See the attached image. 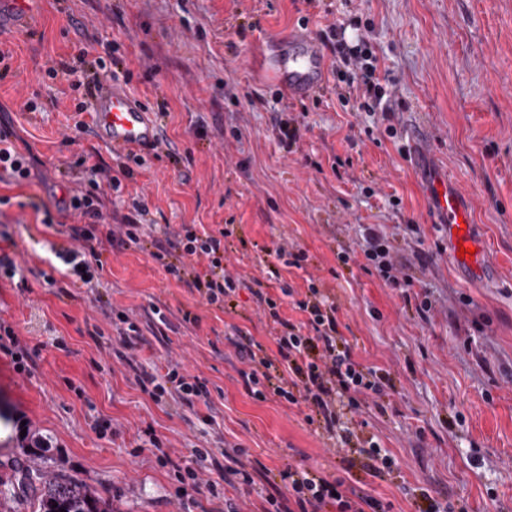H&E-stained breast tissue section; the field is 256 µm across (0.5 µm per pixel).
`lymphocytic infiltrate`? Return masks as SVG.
Instances as JSON below:
<instances>
[{"label":"lymphocytic infiltrate","mask_w":512,"mask_h":512,"mask_svg":"<svg viewBox=\"0 0 512 512\" xmlns=\"http://www.w3.org/2000/svg\"><path fill=\"white\" fill-rule=\"evenodd\" d=\"M319 37L332 57V72L339 81L338 100L355 101L360 112L381 108L385 92L377 74L379 59L364 37L348 44L346 27L340 21L320 30ZM77 164L82 168L83 187L71 195L69 206L82 221L67 225L65 233L70 244L54 252L57 262L69 274L79 278L90 275L87 250L93 244L125 248L147 241L152 245L151 258L177 281H189L206 304L223 307L226 297L245 288L251 290L258 306H272V299L256 287L254 278L231 273L224 267L221 241L210 233H200L188 226L166 227L160 236L151 239L144 225L135 221L105 223L102 212L105 199L121 191L123 178L131 176L132 171L123 167L118 174L106 177L101 167L88 164L86 157H78ZM363 253L390 287L402 291L411 287L405 265L394 255L383 231L367 228ZM200 262L206 263L209 269L202 277L192 273ZM308 292L307 299L298 303L309 314L307 322L297 325L281 321L275 336L276 355L265 354L261 344L244 336L234 339L233 345L239 359L249 367L245 378L252 393L261 398L272 395L291 405H305L306 421L318 424L332 439L336 436L338 399H347L349 408L357 411L378 401L385 387L380 381L369 380L348 351L338 350L335 306L327 303L316 285H309ZM135 380L150 388L157 401L169 395L189 403L207 394L204 383L198 377L181 373L176 363L169 365L164 380H157L143 368L136 370ZM281 477L286 490L269 497L272 512H325L329 506L335 512H391L392 509L391 503L346 486L342 478L330 480L308 468L291 466Z\"/></svg>","instance_id":"lymphocytic-infiltrate-1"}]
</instances>
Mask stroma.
<instances>
[{
	"mask_svg": "<svg viewBox=\"0 0 512 512\" xmlns=\"http://www.w3.org/2000/svg\"><path fill=\"white\" fill-rule=\"evenodd\" d=\"M37 32L0 42V125L30 158L21 183L0 182V250L15 254L0 276V324L24 360L0 348V474L19 456L22 430L51 436L71 473L111 499L114 512H262L283 490L288 465L302 464L415 512L425 499L467 512H512V0H36ZM362 20L389 78L390 112H358L320 93L291 100L259 65L264 47L291 29L316 33L336 20ZM111 53L125 90L157 117L161 145L141 152L103 210L109 224L142 196L145 224H190L224 239L227 270L264 282L274 309L248 291L223 308L206 305L137 247L102 250L91 283L56 275V225L80 223L64 210L79 156L116 170L120 161L78 111L84 89L59 63ZM299 137L282 147V128ZM450 177L472 208L473 233L489 261L470 276L452 258L427 182ZM52 225H44V217ZM415 224L419 233L407 232ZM393 234L400 254L424 251L409 268L412 288L389 287L360 246L366 227ZM287 243L301 266L269 265ZM352 250L348 262L338 258ZM55 284H48V277ZM287 283L293 296L279 289ZM336 304L339 337L352 358L387 386L383 409L344 412L353 447L377 444L394 465L376 475L347 462L340 446L305 420V407L251 395L228 341L240 329L276 353L273 321L307 320L298 309L309 284ZM429 312L419 313L422 299ZM137 323L143 342L119 355L112 315ZM100 339H93V332ZM179 363L200 377L209 401L156 402L133 365ZM162 449H155L152 438ZM236 446L265 469L251 487L223 483L207 502L175 468L219 479L223 456L197 462L196 448Z\"/></svg>",
	"mask_w": 512,
	"mask_h": 512,
	"instance_id": "obj_1",
	"label": "stroma"
}]
</instances>
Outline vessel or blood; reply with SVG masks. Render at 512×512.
<instances>
[{
  "label": "vessel or blood",
  "mask_w": 512,
  "mask_h": 512,
  "mask_svg": "<svg viewBox=\"0 0 512 512\" xmlns=\"http://www.w3.org/2000/svg\"><path fill=\"white\" fill-rule=\"evenodd\" d=\"M267 72L284 94L302 99L318 93L324 83L327 54L308 33L291 30L276 37L264 54ZM91 110L99 138L116 151L154 147L159 127L142 103L123 88L102 83L94 91ZM432 201L448 226L453 242H460L470 224L469 208L455 187L441 182L430 187Z\"/></svg>",
  "instance_id": "obj_1"
}]
</instances>
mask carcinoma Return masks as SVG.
I'll use <instances>...</instances> for the list:
<instances>
[{
  "instance_id": "1",
  "label": "carcinoma",
  "mask_w": 512,
  "mask_h": 512,
  "mask_svg": "<svg viewBox=\"0 0 512 512\" xmlns=\"http://www.w3.org/2000/svg\"><path fill=\"white\" fill-rule=\"evenodd\" d=\"M51 448L52 440L39 435L34 444L21 447L19 454L36 456L46 464ZM14 503L25 505L29 512H112V501L99 496L85 480L65 472L49 478L41 469L0 476V512H17Z\"/></svg>"
}]
</instances>
